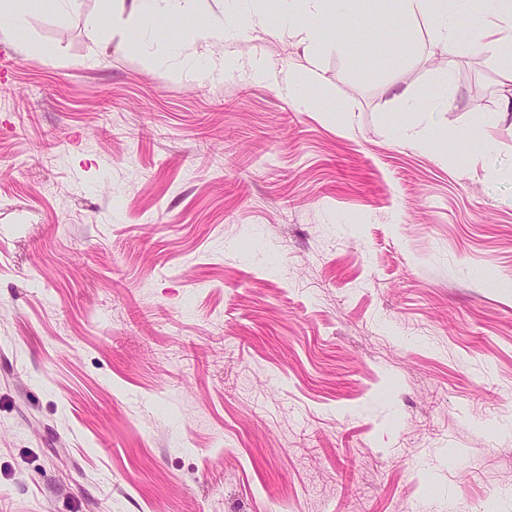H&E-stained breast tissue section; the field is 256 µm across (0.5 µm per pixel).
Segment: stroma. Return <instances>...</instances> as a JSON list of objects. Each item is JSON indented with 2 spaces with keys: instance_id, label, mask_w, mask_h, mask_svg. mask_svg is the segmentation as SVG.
Returning a JSON list of instances; mask_svg holds the SVG:
<instances>
[{
  "instance_id": "stroma-1",
  "label": "stroma",
  "mask_w": 512,
  "mask_h": 512,
  "mask_svg": "<svg viewBox=\"0 0 512 512\" xmlns=\"http://www.w3.org/2000/svg\"><path fill=\"white\" fill-rule=\"evenodd\" d=\"M107 14L0 39V512H512V63L359 0L306 111Z\"/></svg>"
}]
</instances>
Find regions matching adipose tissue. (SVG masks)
<instances>
[{"mask_svg": "<svg viewBox=\"0 0 512 512\" xmlns=\"http://www.w3.org/2000/svg\"><path fill=\"white\" fill-rule=\"evenodd\" d=\"M112 23L116 26H134L142 33L143 46L153 48L157 55L173 60L179 74L201 81L214 79L221 71L242 67L243 61L228 44L241 40L245 32L266 29L262 14L252 13L247 18L227 12L224 0H214L215 10L209 23L194 28L189 36L191 51L182 45L160 40L154 33L158 20L186 18L195 13L198 0H114ZM405 12L431 10L432 19L440 36L448 45L449 56L464 54L470 47V37L459 34L453 20L462 6H469L477 25L482 51L512 54V27L496 28L488 25L491 17L512 18V0H401Z\"/></svg>", "mask_w": 512, "mask_h": 512, "instance_id": "adipose-tissue-1", "label": "adipose tissue"}]
</instances>
